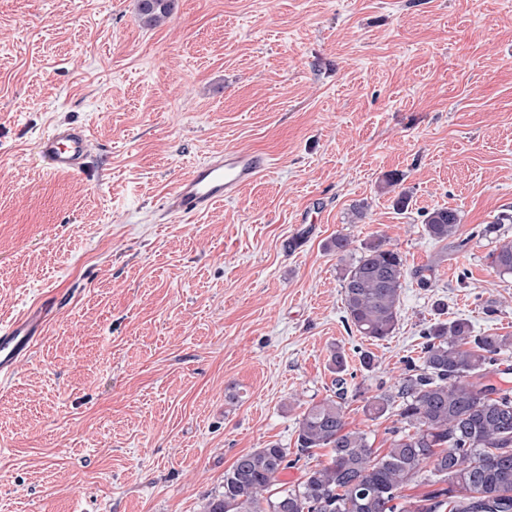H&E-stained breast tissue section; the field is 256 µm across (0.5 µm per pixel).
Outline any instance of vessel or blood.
<instances>
[{
	"label": "vessel or blood",
	"instance_id": "vessel-or-blood-1",
	"mask_svg": "<svg viewBox=\"0 0 512 512\" xmlns=\"http://www.w3.org/2000/svg\"><path fill=\"white\" fill-rule=\"evenodd\" d=\"M85 127L54 126L38 145V153L55 171H82L90 150ZM266 156L258 152L228 148L209 156L183 176L163 204L165 215L193 217L208 212L216 203L234 199L240 190L257 180L269 167ZM47 309L30 308L9 324L0 326V380H11L28 357L45 327Z\"/></svg>",
	"mask_w": 512,
	"mask_h": 512
}]
</instances>
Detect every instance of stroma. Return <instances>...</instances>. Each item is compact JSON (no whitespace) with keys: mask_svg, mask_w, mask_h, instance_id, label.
<instances>
[{"mask_svg":"<svg viewBox=\"0 0 512 512\" xmlns=\"http://www.w3.org/2000/svg\"><path fill=\"white\" fill-rule=\"evenodd\" d=\"M66 123L91 136L80 174L36 153ZM227 148L273 165L160 221ZM446 207L459 252L425 232ZM377 234L407 274L373 341L348 328L341 284ZM508 241L512 0H177L158 26L137 0H0V324L51 303L0 384V512H202L240 455L294 447L301 412L336 391L335 350L346 427L385 451L395 413L363 408L397 388L422 328L512 335V274L492 264Z\"/></svg>","mask_w":512,"mask_h":512,"instance_id":"35a3bbf8","label":"stroma"}]
</instances>
